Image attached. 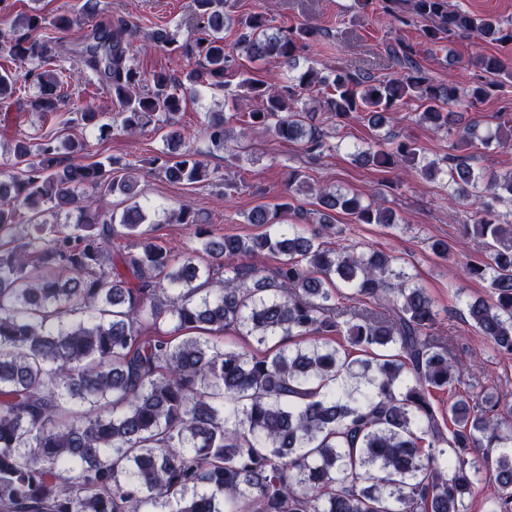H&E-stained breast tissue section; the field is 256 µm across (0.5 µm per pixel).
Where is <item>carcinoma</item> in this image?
Segmentation results:
<instances>
[{
  "mask_svg": "<svg viewBox=\"0 0 512 512\" xmlns=\"http://www.w3.org/2000/svg\"><path fill=\"white\" fill-rule=\"evenodd\" d=\"M98 6L84 0L54 26L84 25ZM381 9L401 24L424 21L433 44L462 33L512 42V28L450 0H381ZM191 13L204 31L194 43L178 45L166 29L148 38L200 57L199 67L178 79L155 73L143 94L128 25L95 27L73 48L35 35L40 14H20L0 40V58L37 65L22 78L0 71V103L29 83L37 92L26 106L58 112L67 82L56 62L75 53L116 108L109 115L85 104L87 127L104 128L106 118L127 134L150 127L179 141L176 114L204 87L234 105L255 103L241 136L259 130L316 157L340 145L307 112L314 91L341 123L360 118L383 128L413 105L420 121L447 130L449 107L475 105L498 87L438 82L410 44L390 49L398 69L385 77L301 69L298 51L318 28L274 27L265 12L234 14L228 0H191ZM233 27L239 35L229 48L224 29ZM238 55L275 59L282 77L237 72ZM472 65L503 72L492 55ZM236 116L205 113L213 148L224 149ZM39 139L34 151L15 143L6 164L18 174L0 180V512H468L466 497L488 465L496 484L488 512H512V415L491 397L456 400L448 427L434 410V391L461 380L435 335V302L393 256L337 250L308 229L336 232L339 211L355 224H394L380 199L317 189L291 170L282 202L247 214L248 223L268 226L253 237L211 239L199 213L181 204L174 220L199 228L197 246L179 253L142 229L148 214L135 168L81 163L84 142L54 129ZM478 143L511 144L512 118L484 134L463 127L450 152L423 164L415 143L390 131L356 158L415 168L443 181L454 200L479 199L474 230L488 255L463 272L488 284L490 300L462 305L466 323L512 356V224L496 214V204L512 201V171L484 177L463 154ZM161 168L171 183L211 178L192 149L171 153ZM299 193L314 197V208L285 224ZM111 196L124 197L119 215ZM62 212L77 213L66 230L48 220ZM119 239L135 240L137 250L117 249ZM201 251L212 259L205 268L196 263ZM265 252L279 259L271 272L241 262ZM226 333L254 346L226 349Z\"/></svg>",
  "mask_w": 512,
  "mask_h": 512,
  "instance_id": "cac0c4a2",
  "label": "carcinoma"
}]
</instances>
